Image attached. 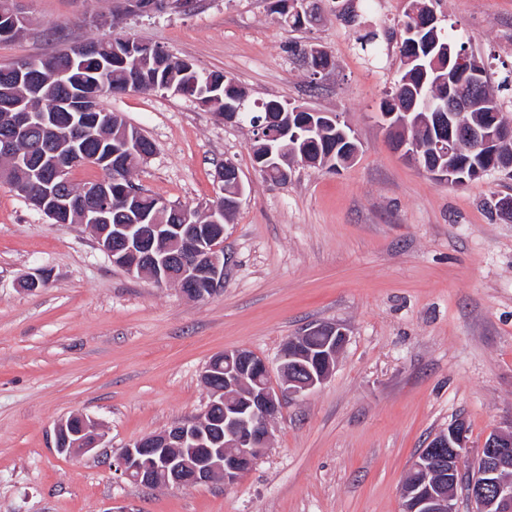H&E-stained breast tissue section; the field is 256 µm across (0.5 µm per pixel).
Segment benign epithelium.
Here are the masks:
<instances>
[{
	"mask_svg": "<svg viewBox=\"0 0 512 512\" xmlns=\"http://www.w3.org/2000/svg\"><path fill=\"white\" fill-rule=\"evenodd\" d=\"M197 0H122L121 11L150 14L175 9L185 13L194 11ZM448 63L457 74H479L481 65L462 64L460 54L450 43L443 44ZM99 96L77 97L72 104L69 124L81 129L88 138L96 137L95 126L86 118L87 102L98 103ZM448 112H467L483 105L475 92H448L443 96ZM413 108L393 101L384 110V119L390 134L406 124L405 115ZM278 113L270 120L273 131L269 137L283 141L278 150L268 149L254 160L255 169L263 175L279 167L276 154L288 149V139L298 140L293 125ZM338 117L332 112H315L299 117L297 125L304 129L323 132L324 127H336ZM507 151L512 148V124L495 119L488 128H471L452 137L441 135L431 139L430 147L437 156L450 158L462 147L475 152L491 145ZM73 149L53 162L45 177L55 185L79 164H88ZM217 183L224 198L207 210L208 223L220 224L224 210L238 206L244 192L236 166L227 163L218 170ZM112 178L97 180L91 195L97 204L88 207L82 223L89 226L98 247L106 252L114 264L131 275L147 273L157 283H177L189 286L187 295L202 300L214 294L224 281L226 259L223 245L210 240L194 228L198 210L183 206L179 210L180 224H167L136 211L128 224L108 223ZM28 203L46 216L66 211L72 206L70 197L58 191L28 199ZM49 274L38 271L20 282L24 291L45 285ZM309 336L322 337L318 347L306 344ZM347 341V334L337 324H318L299 336L289 339L282 347L277 366L280 383L271 382L273 368L256 353L247 349H230L214 355L204 368L202 377L210 383L215 377V366L224 364V386L211 388V400L204 412L191 420L178 422L170 428L144 436L123 448L112 462L114 470L125 478L146 487L188 488L208 483L219 476L224 485L235 484L268 448L269 423L281 411L287 398L297 397L323 384L331 376L338 354ZM239 403L240 415L224 412L222 422L215 412L227 401ZM224 424V445L212 448L207 444L210 429ZM56 447L62 453L83 456L93 452L102 441L97 426L83 415L74 414L61 419L55 430ZM468 449V430L464 423L448 427V433L433 438L427 448L415 457L410 473L418 480L405 481L402 486V512H457L453 489L460 471V460ZM468 494L473 512H512V430L494 431L485 439L469 478Z\"/></svg>",
	"mask_w": 512,
	"mask_h": 512,
	"instance_id": "obj_1",
	"label": "benign epithelium"
}]
</instances>
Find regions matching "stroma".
Masks as SVG:
<instances>
[{"label": "stroma", "mask_w": 512, "mask_h": 512, "mask_svg": "<svg viewBox=\"0 0 512 512\" xmlns=\"http://www.w3.org/2000/svg\"><path fill=\"white\" fill-rule=\"evenodd\" d=\"M18 6L28 24L0 42V65L117 31L223 72L252 99L337 113L362 148L345 166H299L277 184L256 171L248 126L179 95L103 96L155 145L131 173L150 193L203 212L218 164L238 168L246 191L224 226V282L202 301L128 274L89 227L53 223L0 183V512H402L411 460L450 424L468 428L465 474L491 432L512 429V213L497 206L512 199V177L451 186L392 148L379 101L401 62L384 32L409 0H356L358 22L382 32L375 62L336 0L295 31L268 0H199L113 29L97 18L116 0ZM437 13L492 76L512 71V0H440ZM294 46L322 48L335 65L310 75ZM41 267L48 283L20 290ZM318 323L347 334L332 376L285 401L234 487L148 488L113 470L127 444L203 412L214 354L247 348L273 362ZM73 414L104 434L96 453L55 447L57 422Z\"/></svg>", "instance_id": "obj_1"}]
</instances>
